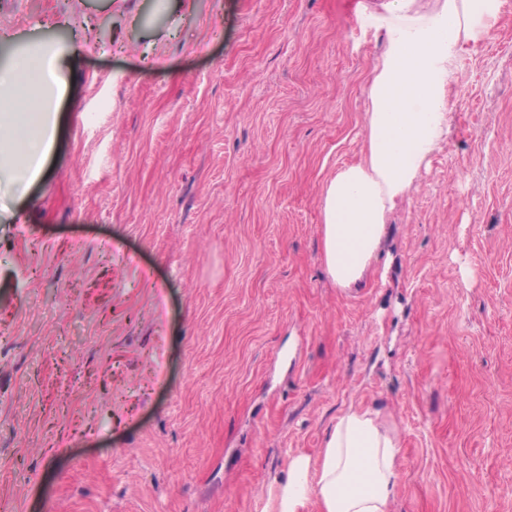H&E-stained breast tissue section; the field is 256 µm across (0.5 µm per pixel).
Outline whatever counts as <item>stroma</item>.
Instances as JSON below:
<instances>
[{
	"instance_id": "35a3bbf8",
	"label": "stroma",
	"mask_w": 512,
	"mask_h": 512,
	"mask_svg": "<svg viewBox=\"0 0 512 512\" xmlns=\"http://www.w3.org/2000/svg\"><path fill=\"white\" fill-rule=\"evenodd\" d=\"M382 2L0 0V65L67 60L45 174L0 185V512H275L353 406L400 436L388 512H512V0L342 289Z\"/></svg>"
}]
</instances>
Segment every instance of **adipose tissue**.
<instances>
[{
	"mask_svg": "<svg viewBox=\"0 0 512 512\" xmlns=\"http://www.w3.org/2000/svg\"><path fill=\"white\" fill-rule=\"evenodd\" d=\"M502 0H442L419 20L391 28L368 79L361 161L340 168L321 197L324 263L337 287H359L377 258L389 214L416 186L448 139L457 103L451 82L459 58ZM67 89L61 51L0 66V181L25 196L45 169L56 137L49 99ZM399 438L378 411L337 416L319 461L297 453L276 481V512H387Z\"/></svg>",
	"mask_w": 512,
	"mask_h": 512,
	"instance_id": "adipose-tissue-1",
	"label": "adipose tissue"
}]
</instances>
